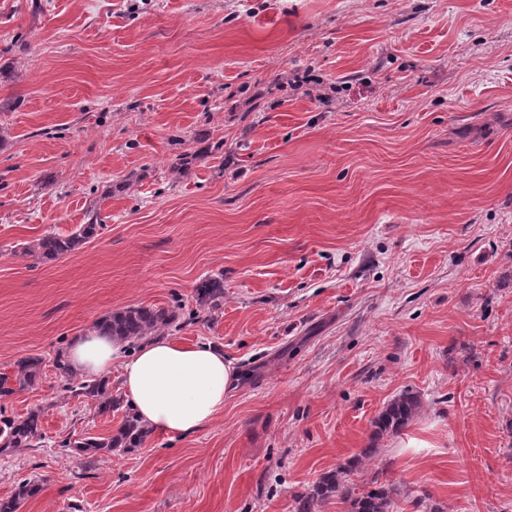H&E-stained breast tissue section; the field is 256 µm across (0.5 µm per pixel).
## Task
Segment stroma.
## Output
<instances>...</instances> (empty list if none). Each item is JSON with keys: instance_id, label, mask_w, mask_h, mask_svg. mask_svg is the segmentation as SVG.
Returning <instances> with one entry per match:
<instances>
[{"instance_id": "1", "label": "stroma", "mask_w": 512, "mask_h": 512, "mask_svg": "<svg viewBox=\"0 0 512 512\" xmlns=\"http://www.w3.org/2000/svg\"><path fill=\"white\" fill-rule=\"evenodd\" d=\"M95 198V238L23 255ZM141 304L222 347L223 413L61 447L123 414L53 359ZM26 356L41 382L0 400L43 415L0 453V499L41 487L20 512H294L405 391L422 408L369 465L394 512H512V0H0V373ZM196 301L211 318L219 314L224 305V279L207 277L196 288Z\"/></svg>"}]
</instances>
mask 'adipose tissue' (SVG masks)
Masks as SVG:
<instances>
[{"instance_id": "adipose-tissue-1", "label": "adipose tissue", "mask_w": 512, "mask_h": 512, "mask_svg": "<svg viewBox=\"0 0 512 512\" xmlns=\"http://www.w3.org/2000/svg\"><path fill=\"white\" fill-rule=\"evenodd\" d=\"M74 374L105 378L119 371L129 403L150 429L188 435L211 424L237 370L210 343L184 345L156 336L128 351L126 341L98 331L75 337L65 355Z\"/></svg>"}]
</instances>
